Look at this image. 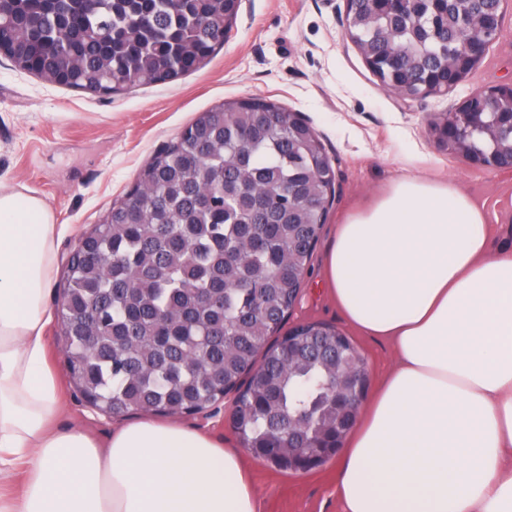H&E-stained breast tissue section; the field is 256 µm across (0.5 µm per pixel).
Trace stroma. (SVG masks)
Here are the masks:
<instances>
[{
	"mask_svg": "<svg viewBox=\"0 0 512 512\" xmlns=\"http://www.w3.org/2000/svg\"><path fill=\"white\" fill-rule=\"evenodd\" d=\"M502 30L467 80L444 94L405 99L385 87L343 31L346 0H242L223 46L198 70L166 83L109 96L48 83L0 56V183L28 188L52 208L57 264L46 297L54 307L66 285V258L78 238L134 186L158 148L201 112L245 97L301 113L336 174V197L287 324L317 322L348 331L328 296L322 259L332 230L349 210L367 206L400 174L452 182L485 203L498 247H512V170H486L437 149L431 119L472 91L512 79V0ZM350 334L371 384L390 370V344ZM64 423L105 433L131 411L107 417L80 397L52 339ZM262 512H341L331 462L285 471L248 457Z\"/></svg>",
	"mask_w": 512,
	"mask_h": 512,
	"instance_id": "obj_1",
	"label": "stroma"
}]
</instances>
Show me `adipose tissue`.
Wrapping results in <instances>:
<instances>
[{
	"instance_id": "obj_1",
	"label": "adipose tissue",
	"mask_w": 512,
	"mask_h": 512,
	"mask_svg": "<svg viewBox=\"0 0 512 512\" xmlns=\"http://www.w3.org/2000/svg\"><path fill=\"white\" fill-rule=\"evenodd\" d=\"M54 215L0 185V512H262L243 452L145 415L98 440L61 424L44 301ZM348 325L395 361L336 460L343 512H512V251L451 182L403 175L326 254Z\"/></svg>"
}]
</instances>
